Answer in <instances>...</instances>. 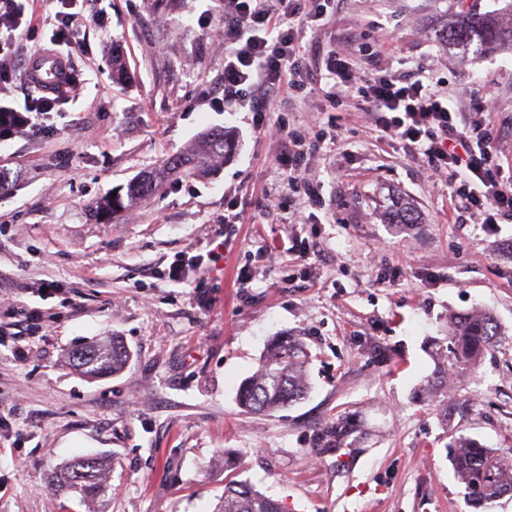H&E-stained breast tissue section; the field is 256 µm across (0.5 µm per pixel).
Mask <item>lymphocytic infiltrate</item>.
<instances>
[{"label":"lymphocytic infiltrate","mask_w":512,"mask_h":512,"mask_svg":"<svg viewBox=\"0 0 512 512\" xmlns=\"http://www.w3.org/2000/svg\"><path fill=\"white\" fill-rule=\"evenodd\" d=\"M54 31L49 39L63 55L78 46L79 29L97 22L99 13H87L85 0H55ZM216 0L225 25L211 34L220 41H233L235 48L224 59V96L239 99L250 94L259 100L282 91L300 89L307 72L297 46V35L308 23L329 19L330 0ZM367 66L352 76L345 57H338L335 82L326 100L336 106L347 98L357 99L362 112L382 137L402 145L405 152L423 156L433 170L448 171L454 196L464 199L483 223L512 221V180L498 179L500 165L493 136L480 121L459 112L451 97L422 77L377 69L373 53H365ZM60 95L33 94L24 108L0 103V118L9 119L12 130L52 132L48 118L61 103ZM258 133L274 139L280 152L278 164L287 175L289 190L315 197L316 191L301 175L308 152L319 149L323 136L313 129L290 130L257 119Z\"/></svg>","instance_id":"1"}]
</instances>
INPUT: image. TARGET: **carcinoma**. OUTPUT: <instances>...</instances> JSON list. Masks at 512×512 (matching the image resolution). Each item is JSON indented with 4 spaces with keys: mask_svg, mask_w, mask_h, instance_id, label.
<instances>
[{
    "mask_svg": "<svg viewBox=\"0 0 512 512\" xmlns=\"http://www.w3.org/2000/svg\"><path fill=\"white\" fill-rule=\"evenodd\" d=\"M445 42L467 50L476 47L488 51L504 43L512 44V25L503 26L495 13L462 15L448 24ZM229 141L221 130L209 131L199 140L195 150L176 156L168 162L171 173L194 176L209 165L213 158L224 156ZM160 181L148 176L128 186V201L147 197L159 190ZM391 224H411L417 220L416 211L407 203L388 214ZM451 346L440 365L441 382L461 366L475 372L485 356L502 342V332L492 313L475 310L453 314L448 318ZM307 353L298 342L282 341L273 344L261 359L258 369L239 389L240 405L248 412L275 411L303 399L308 392L304 369ZM129 359L124 344L114 339L108 344H91L69 354V361L85 375L97 378L122 371ZM454 472L464 484L467 498L480 507L507 492H512V465L496 451L474 440L458 437L448 445ZM112 462L102 456H81L62 466L53 481L57 491L74 494L82 502L104 500L110 489ZM216 512H282L273 499L259 493L247 482H229Z\"/></svg>",
    "mask_w": 512,
    "mask_h": 512,
    "instance_id": "1",
    "label": "carcinoma"
}]
</instances>
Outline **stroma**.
I'll return each instance as SVG.
<instances>
[{"instance_id":"obj_1","label":"stroma","mask_w":512,"mask_h":512,"mask_svg":"<svg viewBox=\"0 0 512 512\" xmlns=\"http://www.w3.org/2000/svg\"><path fill=\"white\" fill-rule=\"evenodd\" d=\"M473 5L512 23V0H338L306 31L321 86L275 99L266 119L304 128L322 112L323 131L338 132L304 162L311 202L289 191L249 101L223 100L212 0H105L103 24L79 33L82 92L54 113L56 134L0 144V319L20 306L41 316L38 332L0 340V512H88L55 497L50 476L89 453L112 461L101 512H215L229 478L285 512H512V493L470 507L448 460L465 436L512 461V223H480L447 173L381 138L354 99L325 100L345 36L386 27L379 68L442 82L493 130L512 172V47L464 53L439 36ZM215 129L232 134L230 158L97 214L99 199ZM395 196L418 223L387 222ZM231 208L242 222L225 223ZM202 241L220 244L217 263L169 281L164 269ZM477 308L503 345L446 394L427 392L449 315ZM282 336L311 354L310 393L242 412L240 385ZM115 337L130 353L120 375L68 365L72 349ZM340 421L353 428L341 446L328 435Z\"/></svg>"}]
</instances>
